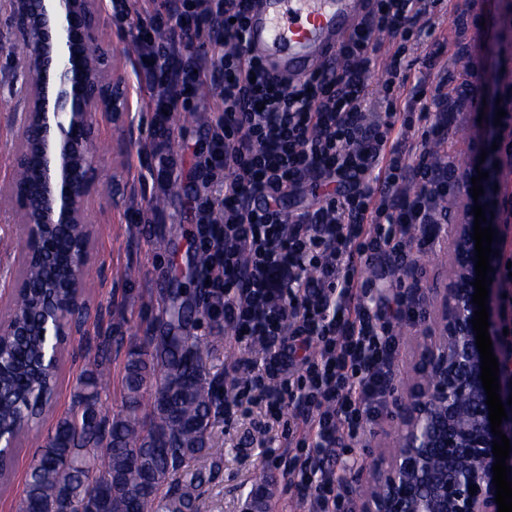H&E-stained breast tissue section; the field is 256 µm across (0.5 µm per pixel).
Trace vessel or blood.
<instances>
[{"label": "vessel or blood", "instance_id": "vessel-or-blood-1", "mask_svg": "<svg viewBox=\"0 0 512 512\" xmlns=\"http://www.w3.org/2000/svg\"><path fill=\"white\" fill-rule=\"evenodd\" d=\"M369 10V0H257L248 43L267 72L297 80L321 67Z\"/></svg>", "mask_w": 512, "mask_h": 512}]
</instances>
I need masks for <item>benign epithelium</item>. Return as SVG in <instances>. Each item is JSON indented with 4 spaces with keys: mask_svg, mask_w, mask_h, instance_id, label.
Instances as JSON below:
<instances>
[{
    "mask_svg": "<svg viewBox=\"0 0 512 512\" xmlns=\"http://www.w3.org/2000/svg\"><path fill=\"white\" fill-rule=\"evenodd\" d=\"M24 36L27 54L25 112L15 131L13 172L28 169V179L10 183L19 198L15 223L25 229L22 256L31 266L50 270L43 284L65 281L81 288L89 262L91 229L88 203L90 174L98 162L97 120L102 112L127 111L126 76L105 62L101 46L103 21L97 0H0ZM503 156L487 152L480 168L459 173L470 185L477 171L486 224L496 230L491 248L501 250L499 183ZM68 228L81 240L64 258L43 242ZM469 207L463 206L449 246L450 274L437 292L438 312L421 345L422 367L416 381L394 396L397 448L372 478L358 473L354 493L363 498L362 512H498L492 484L495 457L487 395L482 386L481 358L471 319L476 305L475 240ZM500 257L490 256L488 333L499 363V395L512 396V352L500 339L498 288ZM88 311L82 294L66 306L46 303L42 334L46 359L56 364L60 336L80 330ZM477 492L469 493V486Z\"/></svg>",
    "mask_w": 512,
    "mask_h": 512,
    "instance_id": "benign-epithelium-1",
    "label": "benign epithelium"
}]
</instances>
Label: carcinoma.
Wrapping results in <instances>:
<instances>
[{
  "label": "carcinoma",
  "instance_id": "1",
  "mask_svg": "<svg viewBox=\"0 0 512 512\" xmlns=\"http://www.w3.org/2000/svg\"><path fill=\"white\" fill-rule=\"evenodd\" d=\"M73 288H26L1 318L23 324L0 340V426L24 432L42 425L58 368L40 366L44 348L39 303H66ZM208 293L170 291L158 324L149 325L125 355L121 410L101 401L110 373L112 339L85 353L77 378V409L56 420L37 450L18 512H198L196 491L223 467L210 446L212 419L224 405V383L207 376L209 341L186 327L208 312Z\"/></svg>",
  "mask_w": 512,
  "mask_h": 512
}]
</instances>
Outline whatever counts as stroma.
Listing matches in <instances>:
<instances>
[{"mask_svg": "<svg viewBox=\"0 0 512 512\" xmlns=\"http://www.w3.org/2000/svg\"><path fill=\"white\" fill-rule=\"evenodd\" d=\"M481 26H468L457 35L454 15L432 36L443 55L453 54L456 38H463L469 56L461 67L476 64L493 93H500L512 77V31L496 0H476ZM23 40L8 13L0 11V190L13 178L9 159L14 146L13 132L24 110ZM128 110L119 116L105 112L98 117L100 164L90 177L92 192L89 219L92 223L88 278L93 287L85 298L90 315L78 333L69 337L60 362L58 386L51 414L58 417L76 409L74 386L83 367L82 355L96 345L99 336L112 337L111 386L102 399L106 408L119 411L123 362L126 352L137 345L146 324L161 315L168 303L169 288H196L200 285V235L194 216V200L199 185L200 164L209 149V118L204 112H178L174 120L172 146L182 158V174L160 202L164 221L152 226L130 223V197L150 202L154 196L149 174L151 159L142 150L149 138L150 115L138 111L135 91H128ZM451 138L458 168H465L486 143L485 125L478 113L461 112L453 119ZM23 235L13 220V210L0 206V305L15 294L18 260ZM420 267L426 275L421 282L420 308L426 315L434 310V289L448 280V251L436 249L421 255ZM425 318L399 323L395 328L399 351L395 361V386L414 380L419 358L418 340L426 329ZM190 335L204 336L212 349L205 359L210 376L234 384L241 378L238 366L244 356L232 331L213 328L208 319L194 322ZM282 425L266 413L264 404L248 410L231 408L218 414L211 431V444L224 452L220 475L207 484L200 498V512H245V502L263 478L276 479L268 512H307L303 490L292 486L280 462L285 451ZM39 430L24 437L4 477L0 478V512H16L23 493L26 472L35 450L46 437ZM395 421L383 413L365 427L358 445L348 456L359 458L362 469L387 461L394 446Z\"/></svg>", "mask_w": 512, "mask_h": 512, "instance_id": "1", "label": "stroma"}]
</instances>
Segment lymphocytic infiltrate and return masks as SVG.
Returning a JSON list of instances; mask_svg holds the SVG:
<instances>
[{
	"label": "lymphocytic infiltrate",
	"instance_id": "1",
	"mask_svg": "<svg viewBox=\"0 0 512 512\" xmlns=\"http://www.w3.org/2000/svg\"><path fill=\"white\" fill-rule=\"evenodd\" d=\"M253 0H116L136 52L144 151L156 194L180 176L174 114L214 97L213 135L196 200L212 320L238 343L260 346L243 360L240 399L285 409L289 475L310 512H336L341 485L326 458L363 437L393 401L396 322L420 290L418 252L433 249L450 222L446 200L457 168L446 150L448 116L479 97L475 70L448 87V68L423 47L447 0H371L369 12L329 64L284 82L240 52ZM388 42L380 52L379 39ZM422 65L412 104L399 90ZM387 78L368 91L372 69ZM325 187L296 215L285 197ZM410 273L374 304L363 271L372 262Z\"/></svg>",
	"mask_w": 512,
	"mask_h": 512
}]
</instances>
